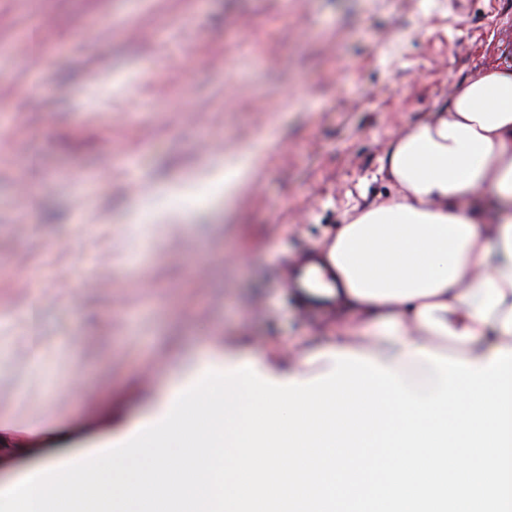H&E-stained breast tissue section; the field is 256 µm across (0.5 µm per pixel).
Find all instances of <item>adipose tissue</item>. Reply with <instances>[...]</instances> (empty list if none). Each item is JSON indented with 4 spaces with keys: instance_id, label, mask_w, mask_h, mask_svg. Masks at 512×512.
I'll use <instances>...</instances> for the list:
<instances>
[{
    "instance_id": "adipose-tissue-1",
    "label": "adipose tissue",
    "mask_w": 512,
    "mask_h": 512,
    "mask_svg": "<svg viewBox=\"0 0 512 512\" xmlns=\"http://www.w3.org/2000/svg\"><path fill=\"white\" fill-rule=\"evenodd\" d=\"M382 169L396 195L349 214L318 254L325 299L357 327L284 370L254 361L263 378L306 383L350 353L418 383L426 353L481 366L512 351V47L395 135Z\"/></svg>"
}]
</instances>
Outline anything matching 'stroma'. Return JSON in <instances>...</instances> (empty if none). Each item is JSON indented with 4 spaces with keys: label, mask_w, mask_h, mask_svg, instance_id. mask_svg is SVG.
I'll return each mask as SVG.
<instances>
[{
    "label": "stroma",
    "mask_w": 512,
    "mask_h": 512,
    "mask_svg": "<svg viewBox=\"0 0 512 512\" xmlns=\"http://www.w3.org/2000/svg\"><path fill=\"white\" fill-rule=\"evenodd\" d=\"M495 39L512 0H0V486L108 443L181 360L328 344L337 317L290 293L289 265L392 194L387 141ZM248 152L261 178L225 206L207 171ZM36 349L55 397L26 379ZM46 401L63 433L36 445ZM49 402L36 406L32 410L29 432L32 435L46 434L56 429L57 423L50 418L48 413Z\"/></svg>",
    "instance_id": "1"
}]
</instances>
